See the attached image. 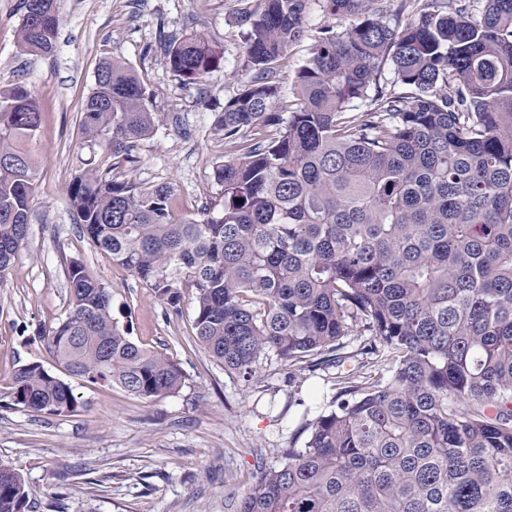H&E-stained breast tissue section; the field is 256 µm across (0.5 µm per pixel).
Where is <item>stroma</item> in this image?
I'll use <instances>...</instances> for the list:
<instances>
[{
  "instance_id": "obj_1",
  "label": "stroma",
  "mask_w": 512,
  "mask_h": 512,
  "mask_svg": "<svg viewBox=\"0 0 512 512\" xmlns=\"http://www.w3.org/2000/svg\"><path fill=\"white\" fill-rule=\"evenodd\" d=\"M253 5L56 0L55 48L40 56L17 47L20 0H0V87L25 84L43 113L27 237L0 279V465L20 475L28 512H225L229 489L277 464L280 449L304 447L307 423L336 395V370L323 364L292 378L275 359H264L249 381L225 370L189 341L193 289L184 291L181 315L167 314L149 288L93 247L71 215L68 186L80 154L79 121L97 69L110 58L135 71L149 109L163 117L136 161L115 169L114 178L143 186L172 183L179 220L222 210L224 193L212 167L234 151L215 122L251 76L235 16ZM333 21L320 0H310L305 35L277 69L278 110L292 108L296 72L320 28ZM190 33L203 34L224 52L223 66L199 84L176 75L159 47ZM74 258L110 288L120 326L179 366L180 390L143 400L116 385L75 378L79 405L73 413L49 415L16 401L19 366L56 367L37 331L66 316V269Z\"/></svg>"
}]
</instances>
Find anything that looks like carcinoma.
Here are the masks:
<instances>
[{"label": "carcinoma", "instance_id": "1", "mask_svg": "<svg viewBox=\"0 0 512 512\" xmlns=\"http://www.w3.org/2000/svg\"><path fill=\"white\" fill-rule=\"evenodd\" d=\"M307 2L255 0L236 17L252 77L216 130L239 156L213 167L224 206L200 220L174 218L170 184L112 176L160 117L126 63L103 62L68 187L76 223L169 312L194 289L192 341L248 380L270 354L292 375L322 354L341 368L357 329L365 353L386 351L391 381L339 373L305 447L229 491V512H512V0H430L401 26L367 0H322L352 21L319 31L284 113L274 63L303 37ZM21 10L19 48L50 53L55 0ZM164 54L193 83L223 60L197 33ZM387 66L397 90L380 84ZM41 126L25 85L0 91V278L26 236ZM67 277L65 319L39 330L67 375L142 399L182 387L80 260ZM14 395L36 412L78 407L39 363L17 370ZM28 499L18 473L0 479V512Z\"/></svg>", "mask_w": 512, "mask_h": 512}]
</instances>
